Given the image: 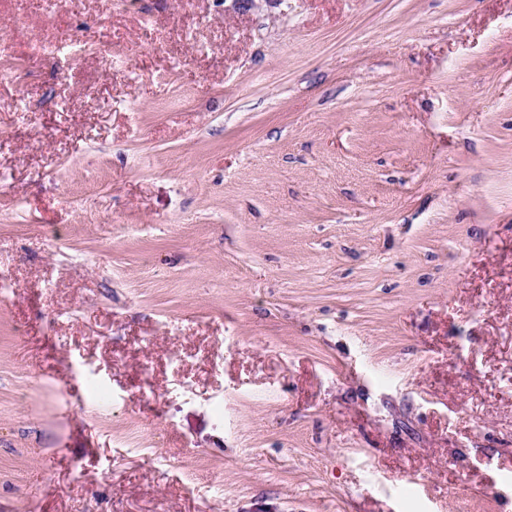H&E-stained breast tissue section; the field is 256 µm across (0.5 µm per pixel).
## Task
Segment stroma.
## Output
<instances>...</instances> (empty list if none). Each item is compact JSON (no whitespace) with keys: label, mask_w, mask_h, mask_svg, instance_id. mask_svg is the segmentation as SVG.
Here are the masks:
<instances>
[{"label":"stroma","mask_w":512,"mask_h":512,"mask_svg":"<svg viewBox=\"0 0 512 512\" xmlns=\"http://www.w3.org/2000/svg\"><path fill=\"white\" fill-rule=\"evenodd\" d=\"M0 133V512H512V0H0Z\"/></svg>","instance_id":"stroma-1"}]
</instances>
